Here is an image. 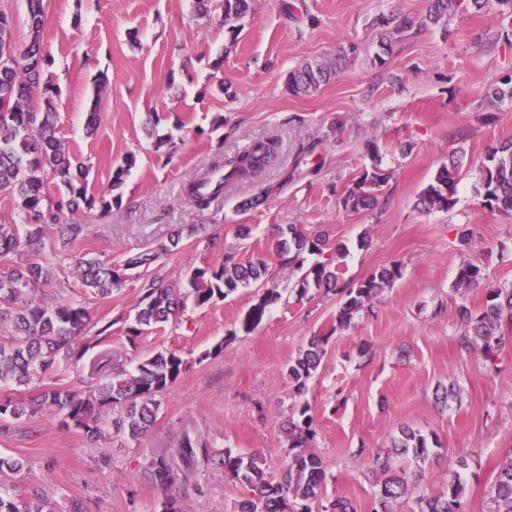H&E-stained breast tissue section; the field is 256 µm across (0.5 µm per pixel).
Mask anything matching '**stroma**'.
<instances>
[{
    "label": "stroma",
    "instance_id": "stroma-1",
    "mask_svg": "<svg viewBox=\"0 0 512 512\" xmlns=\"http://www.w3.org/2000/svg\"><path fill=\"white\" fill-rule=\"evenodd\" d=\"M429 0H256L239 36L225 29L223 11L207 17L192 0H49L40 40L44 79L60 91L59 136L66 152L91 168L90 194L118 193L108 211L78 213L85 224L72 254L121 264L129 254L167 244L179 224H197L156 273L169 283L191 268L220 264L225 251L264 259L280 296L255 329L240 323L259 293L237 289L224 301L188 307L181 321L126 339L139 279L111 296L89 301L91 321L113 319L110 346L134 370L159 351L181 354L185 369L161 399L154 425L138 442L116 447L90 439L56 419L0 424V454L24 461L18 481L44 490L69 512H159L162 491L145 480L142 464L154 448L198 432L214 448L260 453L278 471L288 446L289 415L308 404L316 431L312 450L326 473L324 499L345 498L355 512H374L380 478L376 455L389 451L400 427L436 437L428 460L396 457L410 497L387 512H416V498L446 489L453 471L466 486V512H488V489L512 450V344L494 362L459 350L453 284L467 262L483 280L467 298L480 310L489 289L512 286V215L484 207L479 193L488 146L512 141V99L495 105L486 90L512 74V20L494 12L455 16L452 40L429 28L401 39L377 64L371 22L391 12L419 16ZM361 48L329 83L308 96L287 89L288 75L312 60H330L347 44ZM221 68H214L215 60ZM105 72L109 90L94 102L92 80ZM229 92H222V85ZM102 112L94 136L84 131L91 105ZM172 138L173 156L157 151ZM277 140L279 160L261 181L227 186L206 212L188 202L185 186L216 154L232 156L255 141ZM377 147L391 173L370 187L372 209H343ZM461 158L455 206L446 212L415 207L419 193L451 154ZM135 157L119 190L112 170ZM279 184L266 205L241 210L261 183ZM248 225L249 236L239 234ZM304 233L327 231L333 249L322 256L340 282L354 284L382 267L401 276L366 302L349 327L336 323L341 298L323 289L298 298L299 271L280 265L277 225ZM470 230L461 246L462 230ZM345 253H337L336 245ZM326 337V353L304 396H295L288 369L311 337ZM222 354L211 355L215 343ZM454 386L447 406L437 388ZM465 469H457V460ZM185 512H236L238 483L224 472L195 476Z\"/></svg>",
    "mask_w": 512,
    "mask_h": 512
}]
</instances>
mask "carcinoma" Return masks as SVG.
<instances>
[{"label": "carcinoma", "mask_w": 512, "mask_h": 512, "mask_svg": "<svg viewBox=\"0 0 512 512\" xmlns=\"http://www.w3.org/2000/svg\"><path fill=\"white\" fill-rule=\"evenodd\" d=\"M252 6L253 0H222L224 27L231 32L238 30L235 22ZM47 8V0H28L31 38L25 44L16 42L12 20L0 13V192L17 199L22 214L20 224H0V261L9 262L0 272V327L8 332L0 339V386L26 387L50 372L79 365L91 348L112 335L114 324L108 321L90 338L86 336L89 312L85 301L50 297L46 292L52 272L45 262L70 255L73 243L85 229L83 224L63 223L61 217L91 210L97 202L105 210L110 208L109 202L88 194L89 166L66 153L58 138V90L41 82L45 57L40 32ZM492 8L512 16V0H430L422 16L382 14L373 21L380 32L381 53L376 58L385 63L384 55L392 54L398 40L432 25L443 24V37H451L446 24L451 14ZM359 52V46L351 43L333 62L306 63L290 74V91L295 95L317 91ZM486 97L493 101L512 98V76L490 87ZM274 155V142L257 141L232 157H219L206 173L186 186L185 196L197 209L206 210L226 185L258 176ZM460 173V161L449 159L419 195L417 206L426 211L453 208ZM388 178L389 172L382 167L375 149L371 166L363 170L356 187L344 194L342 206L352 211L369 208L373 198L363 186L377 185ZM49 179L59 193L55 202L46 193L45 181ZM481 186L485 207L512 214V142L488 149ZM58 223L62 224L59 235L48 237L46 227ZM198 230L197 224L180 226L170 235L169 246L131 254L118 266L96 257L77 259L75 273L83 294L90 298L111 295L127 280L128 272L157 263L183 237ZM278 235L286 237L278 255L287 257L288 265L304 269L298 281L299 296H306L312 288H334L342 295L344 301L336 318L340 328L349 326L366 301L401 275L397 267H383L350 286L339 282L337 273L322 262L304 267L303 254L321 255L333 247L326 234L311 238L296 225L288 224L278 226ZM266 273L263 259L244 262L228 251L219 266L195 267L186 273L184 288L158 278L146 279L139 288L134 326L127 329V340L134 346L145 329L180 321L190 303L203 307L224 299L240 286L256 285L262 293L242 321L244 331L249 332L263 321L268 305L278 298V286L266 279ZM482 279L481 266L467 262L456 273L454 290L462 296ZM456 313L462 328L459 348L467 352L478 349L489 360L507 339H512V286L489 290L479 312L463 299L457 303ZM325 343V337H313L289 367L288 377L296 395L305 393L307 380L319 368ZM183 367L181 355L167 350L142 360L129 372L113 362L112 351L102 350L89 361L87 390L49 387L29 399L1 393L0 421L29 419L45 409L60 426L80 429L94 439L109 431L138 441L156 420L159 397L177 381ZM313 437V420L304 403L299 415L288 419V448L276 476L267 471L260 455L212 448L200 435L188 431L178 437L174 447L152 449L142 465L143 475L164 491L161 512H184L181 488L191 485L199 470L210 467L224 469L243 487L238 512H313L315 508L320 512H351L352 505L343 499L323 503L325 471L322 459L310 449ZM436 447L437 440L410 427L401 428L400 436L392 442L397 454L417 461L428 459ZM374 464L381 474V505L409 494L405 475L392 472L389 456L376 458ZM24 470L21 460L0 456V512H56L55 501L40 489L11 483ZM464 490L461 474L455 471L445 491L417 499L418 512H463ZM488 496L490 512H512V449L503 457Z\"/></svg>", "instance_id": "cac0c4a2"}]
</instances>
